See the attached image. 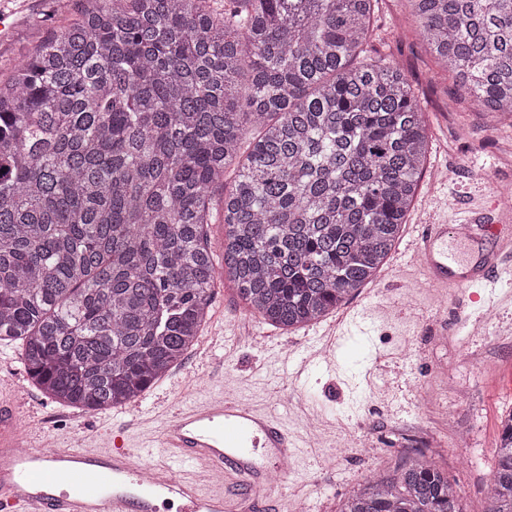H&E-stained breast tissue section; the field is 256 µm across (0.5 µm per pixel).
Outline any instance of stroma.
Segmentation results:
<instances>
[{
	"label": "stroma",
	"instance_id": "1",
	"mask_svg": "<svg viewBox=\"0 0 512 512\" xmlns=\"http://www.w3.org/2000/svg\"><path fill=\"white\" fill-rule=\"evenodd\" d=\"M84 0H29L11 36L0 41V77L80 16ZM366 54L400 66L426 109L431 148L402 231L462 223L484 199L512 197V124L462 103L453 73L429 52L403 0H381ZM489 174L477 181L474 171ZM493 284L441 290L425 285L406 256L389 258L373 282L316 324L284 331L251 314L234 285L217 284L201 350L188 353L179 384L162 380L134 412L85 413L52 403L28 381L15 346L0 345V378L20 395L23 423L48 443L75 434L95 443L112 435L141 449L156 440L167 413L232 385L238 397L284 423L302 446L293 472L269 497L274 512H340L348 493L374 472L424 450L447 474L466 512H486L502 417L512 411V253H496ZM335 328L336 364L289 379L285 356ZM465 437V448L455 446Z\"/></svg>",
	"mask_w": 512,
	"mask_h": 512
}]
</instances>
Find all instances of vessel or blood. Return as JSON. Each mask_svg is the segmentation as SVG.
<instances>
[{
	"label": "vessel or blood",
	"instance_id": "obj_1",
	"mask_svg": "<svg viewBox=\"0 0 512 512\" xmlns=\"http://www.w3.org/2000/svg\"><path fill=\"white\" fill-rule=\"evenodd\" d=\"M459 224H430L407 253L435 288H461L496 277L494 260L476 265L464 247L487 231V212ZM293 378L335 362L319 348L294 358ZM19 395L0 384V512H224L225 472L257 495L267 494L275 468L296 456L281 423L230 393L209 395L163 422L159 457L126 447L114 436L106 448H52L23 429ZM211 491H203V483Z\"/></svg>",
	"mask_w": 512,
	"mask_h": 512
}]
</instances>
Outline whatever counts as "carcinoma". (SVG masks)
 Masks as SVG:
<instances>
[{"label": "carcinoma", "mask_w": 512, "mask_h": 512, "mask_svg": "<svg viewBox=\"0 0 512 512\" xmlns=\"http://www.w3.org/2000/svg\"><path fill=\"white\" fill-rule=\"evenodd\" d=\"M89 2L0 80V344L45 398L100 411L181 365L224 276L283 330L372 282L429 126L403 69L359 59L379 0ZM405 2L465 95L512 119V0ZM489 491L512 512V412ZM341 512L463 509L418 449Z\"/></svg>", "instance_id": "1"}]
</instances>
